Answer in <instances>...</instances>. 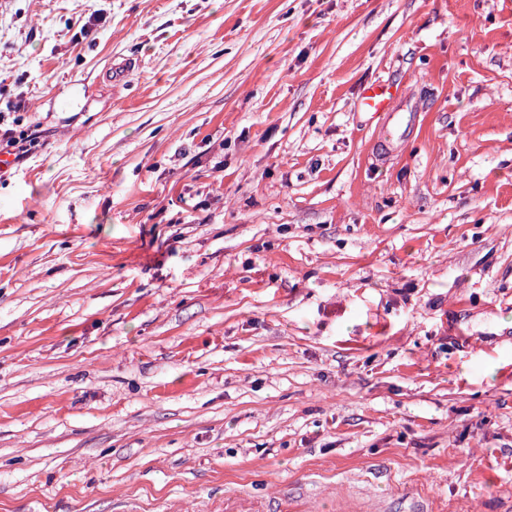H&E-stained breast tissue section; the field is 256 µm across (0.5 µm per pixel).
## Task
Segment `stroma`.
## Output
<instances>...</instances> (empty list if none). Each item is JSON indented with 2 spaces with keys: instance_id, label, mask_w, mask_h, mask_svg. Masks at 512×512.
<instances>
[{
  "instance_id": "1",
  "label": "stroma",
  "mask_w": 512,
  "mask_h": 512,
  "mask_svg": "<svg viewBox=\"0 0 512 512\" xmlns=\"http://www.w3.org/2000/svg\"><path fill=\"white\" fill-rule=\"evenodd\" d=\"M16 121L0 512H512V0H11ZM398 96V89L383 81L363 86L360 93V108L372 117H386L388 122L382 132V142L389 143L400 131L408 126V112H392L391 104ZM37 138L38 137H35V134L32 133L30 135H28V133H23L22 135L16 136L12 129H6L3 133L1 130L0 133V142H2V140H6L7 144L9 143L8 146L13 149L6 152L9 155H14L15 160H20L26 156L29 151L28 146L31 145V142H35V139ZM27 143L29 144L27 145Z\"/></svg>"
}]
</instances>
